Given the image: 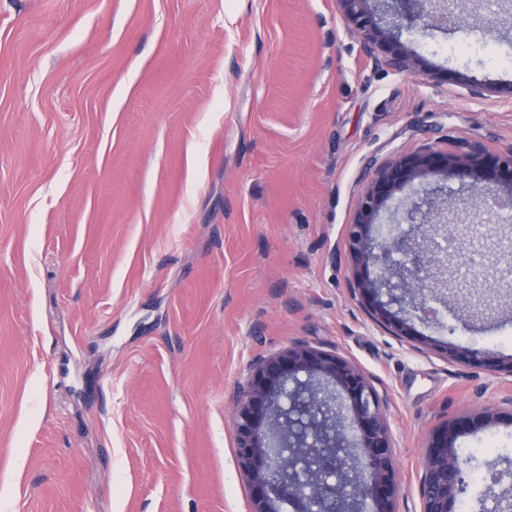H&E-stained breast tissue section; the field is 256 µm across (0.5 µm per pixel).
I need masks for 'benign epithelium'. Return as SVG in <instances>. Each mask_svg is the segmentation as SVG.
<instances>
[{"instance_id": "benign-epithelium-1", "label": "benign epithelium", "mask_w": 512, "mask_h": 512, "mask_svg": "<svg viewBox=\"0 0 512 512\" xmlns=\"http://www.w3.org/2000/svg\"><path fill=\"white\" fill-rule=\"evenodd\" d=\"M355 26L366 52L390 39L365 9L366 0H336ZM410 3L432 25L446 29L457 24L448 0H392ZM469 176L479 183L512 187V151L490 156L480 143L460 154L432 149L395 159L379 168L367 183L352 224L346 230L351 255L362 266L376 265L375 277L359 283L373 321L397 336L409 333L404 319L389 306L420 321L441 324L446 306L448 267L458 263L459 252L445 246L457 240L459 221L423 210L416 179L447 181ZM402 194V216L391 224L375 217L396 194ZM475 217L512 214V197L480 195L468 202ZM422 224L420 237H403L401 224ZM400 249L407 256L399 270L398 292L389 301L379 299V288L389 284L387 255ZM448 357L498 372L487 348L448 343ZM305 380H300L299 375ZM480 422L458 420L434 428L427 441L419 483L422 512H457L465 492L464 462L456 440ZM235 447L251 496L250 512H276L274 502L289 497L297 512H307L321 497L339 512L345 505L371 502L373 512H395L400 483L394 462V442L381 398L363 372L349 360L327 351L297 344L280 353L259 357L241 391L233 417Z\"/></svg>"}]
</instances>
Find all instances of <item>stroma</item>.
<instances>
[{
	"instance_id": "stroma-1",
	"label": "stroma",
	"mask_w": 512,
	"mask_h": 512,
	"mask_svg": "<svg viewBox=\"0 0 512 512\" xmlns=\"http://www.w3.org/2000/svg\"><path fill=\"white\" fill-rule=\"evenodd\" d=\"M455 30L397 11L366 53L336 0H0V512H250L233 414L253 361L294 343L356 365L385 404L396 512H421L432 429L460 512L512 493L511 223L466 224L492 311L375 325L345 239L374 171L430 148L512 151V9ZM480 41L488 56L449 53ZM398 52L416 73L390 67ZM484 87L471 95V85ZM494 353L487 348L461 346L448 342V357L464 363L487 368L490 372H498L502 368L495 364ZM478 418V424L475 419H463L438 426L430 432L419 483L422 512H457L461 495L465 492V482L464 462L455 443L477 425H490L494 417L484 413Z\"/></svg>"
}]
</instances>
